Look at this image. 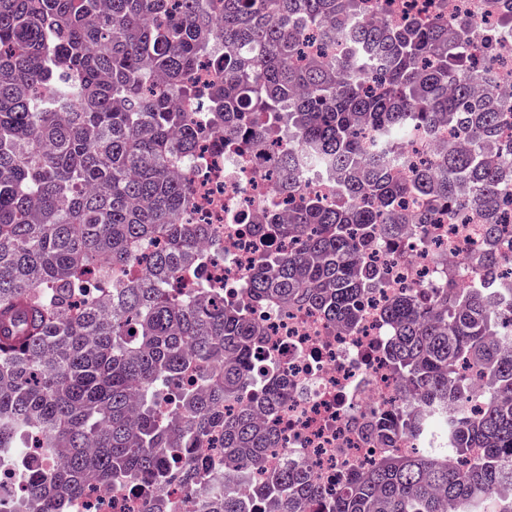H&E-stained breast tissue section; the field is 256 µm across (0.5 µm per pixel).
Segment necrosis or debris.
Instances as JSON below:
<instances>
[{"label": "necrosis or debris", "instance_id": "obj_1", "mask_svg": "<svg viewBox=\"0 0 512 512\" xmlns=\"http://www.w3.org/2000/svg\"><path fill=\"white\" fill-rule=\"evenodd\" d=\"M486 0H365V12L384 21L394 18L395 5L432 17L442 13L466 15L481 23L494 21ZM195 153L183 167L197 206L184 217L188 224L209 225L219 243L206 267L207 279L229 285V298L239 299L261 253H283L288 244L253 232L270 211L287 215L288 200L275 183L277 153L270 149L245 152L225 148L222 129L211 121L198 129ZM483 226L469 209L440 214L436 223L416 229L396 246L370 252L368 258L390 275L387 287L370 291L360 303V318L348 326L327 320L304 307L250 304L249 313L262 328L261 352L280 366L279 379L288 398L274 425L280 445L268 449L261 466L249 474L250 483L289 460L301 463L327 491H338L343 476L374 464L386 455H401L438 437L420 433L383 441L364 427L378 414L399 410L418 412L424 405L404 398L401 378L390 368L385 349L388 326L380 309L397 294L408 291L427 296L458 271L460 287H473L469 276L480 252ZM32 448L21 458L0 466V512H23L27 500L23 480L32 462L40 460ZM162 496L168 512H210V500L189 492L183 471H170L164 483L146 478L121 490L108 488L74 500L69 512H141L148 497Z\"/></svg>", "mask_w": 512, "mask_h": 512}]
</instances>
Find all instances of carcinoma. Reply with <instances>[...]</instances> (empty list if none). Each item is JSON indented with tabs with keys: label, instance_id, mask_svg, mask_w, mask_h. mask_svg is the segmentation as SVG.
<instances>
[{
	"label": "carcinoma",
	"instance_id": "obj_1",
	"mask_svg": "<svg viewBox=\"0 0 512 512\" xmlns=\"http://www.w3.org/2000/svg\"><path fill=\"white\" fill-rule=\"evenodd\" d=\"M496 10L491 26L390 25L363 19L361 0H0V463L41 444L45 465L28 475L33 512H66L97 485L162 480L170 465L202 491L200 465L178 449L220 428L233 469L211 512H246L229 483L278 447L259 414L276 415L288 393L274 361L257 367L248 308L220 287H168L189 259L197 277L206 266L195 248L209 225L179 223L193 199L173 171L206 114L230 146L279 149L288 175V222L273 215L257 233L302 247L257 260L252 302L353 324L359 298L386 284L362 249L453 212L464 188L484 224L482 285L460 288L450 272L430 298L401 294L380 312L405 385L458 413L423 425L379 415L369 432L435 430L451 446L384 456L334 497L288 461L251 498H272L280 512H482L493 495L497 512H512V317L488 293L508 249L500 205L512 200V142L501 129L512 103L479 90L493 73L477 58L512 50V0ZM309 28L351 53L306 54ZM204 58L222 84L198 90ZM183 94L204 112L179 109ZM445 126L438 171L424 161L394 174L408 140ZM307 173L335 175L336 194L306 192ZM409 196L426 210L406 211ZM142 253L148 275L122 278ZM192 368L176 410H161L167 385Z\"/></svg>",
	"mask_w": 512,
	"mask_h": 512
}]
</instances>
